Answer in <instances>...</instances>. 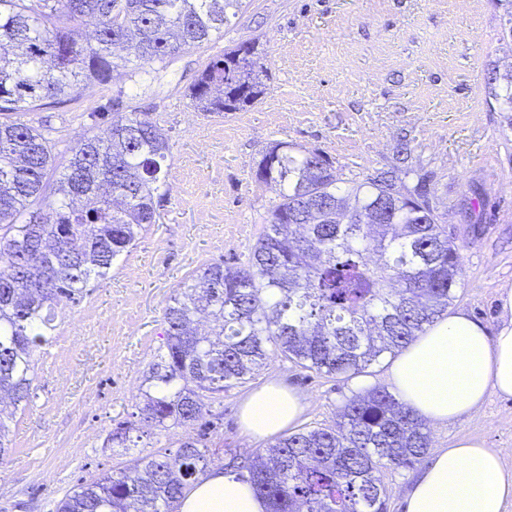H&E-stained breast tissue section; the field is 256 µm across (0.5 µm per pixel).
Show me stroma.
<instances>
[{"mask_svg":"<svg viewBox=\"0 0 512 512\" xmlns=\"http://www.w3.org/2000/svg\"><path fill=\"white\" fill-rule=\"evenodd\" d=\"M249 41L268 71L262 99L236 112L195 111L186 92L201 71ZM511 61L512 38L493 0H245L238 17L184 51L162 79L139 83L120 68L109 83L84 86L78 100L29 113L61 163L83 136H106L118 114L148 113L169 136V191L154 223L106 278L90 280L81 302L59 309L34 348L33 398L15 410L0 457V512H56L78 483L196 435L209 468L234 458L248 469L264 446L242 434L238 409L271 381L305 394L298 425L307 429L335 426L363 387L386 386L382 362L336 377L273 353L257 374L210 398L204 426L160 432L143 424L137 447L107 443L138 411L173 291L207 265L246 262L278 201L255 178L274 142L321 152L353 182L398 166L407 149L403 184L427 190L460 249L452 307L495 330L499 295L512 289V125L487 103L485 85L492 64ZM427 428L432 449L472 437L512 465V398L490 396L478 411Z\"/></svg>","mask_w":512,"mask_h":512,"instance_id":"1","label":"stroma"}]
</instances>
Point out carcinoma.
<instances>
[{
  "label": "carcinoma",
  "mask_w": 512,
  "mask_h": 512,
  "mask_svg": "<svg viewBox=\"0 0 512 512\" xmlns=\"http://www.w3.org/2000/svg\"><path fill=\"white\" fill-rule=\"evenodd\" d=\"M243 0H0V401H30L32 346L55 308L79 302L145 225L166 183L165 130L146 112L88 136L53 184L56 156L18 117L45 100H76L81 83L119 64L153 77L202 46ZM92 36L82 35L86 19ZM159 63L161 68H144ZM267 69L248 42L212 60L189 88L198 112H235L264 94ZM488 98L512 112V64L493 66ZM255 178L279 202L245 264H211L183 282L164 318L165 352L141 389L139 413L162 432L204 418L207 401L260 369L269 350L331 376L363 372L407 347L455 300L459 249L421 188L401 192L396 170L347 185L317 151L277 142ZM131 424L109 442L128 447ZM431 446L425 420L387 389L349 400L334 428L279 439L249 473L270 512H386L376 473L409 467ZM207 449L138 458L80 483L57 512H175Z\"/></svg>",
  "instance_id": "cac0c4a2"
}]
</instances>
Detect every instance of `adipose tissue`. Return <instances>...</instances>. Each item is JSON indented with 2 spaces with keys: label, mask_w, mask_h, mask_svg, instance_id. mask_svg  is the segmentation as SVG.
I'll return each instance as SVG.
<instances>
[{
  "label": "adipose tissue",
  "mask_w": 512,
  "mask_h": 512,
  "mask_svg": "<svg viewBox=\"0 0 512 512\" xmlns=\"http://www.w3.org/2000/svg\"><path fill=\"white\" fill-rule=\"evenodd\" d=\"M494 332L457 311L434 323L393 360L392 390L423 418L448 423L481 408L489 396L512 397V290L501 296ZM302 393L280 384L250 394L240 412L249 440L277 436L302 415ZM176 512H268L247 475L215 469L185 492ZM405 512H512V467L500 450L471 438L438 450L406 497Z\"/></svg>",
  "instance_id": "ef3b65f1"
}]
</instances>
